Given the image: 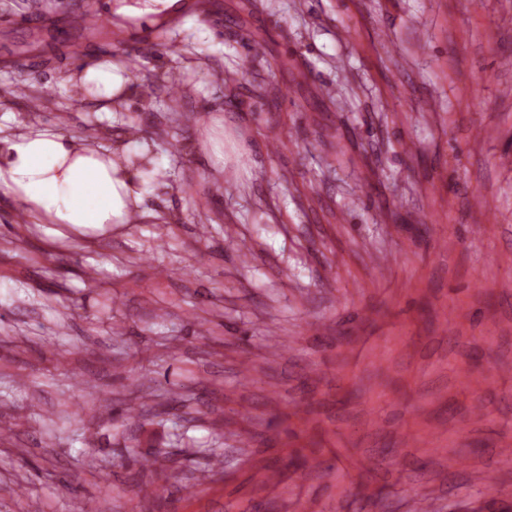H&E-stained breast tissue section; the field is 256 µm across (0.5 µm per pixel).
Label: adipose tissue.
<instances>
[{
  "label": "adipose tissue",
  "instance_id": "obj_1",
  "mask_svg": "<svg viewBox=\"0 0 512 512\" xmlns=\"http://www.w3.org/2000/svg\"><path fill=\"white\" fill-rule=\"evenodd\" d=\"M83 82L94 85L102 112L119 110L130 80L117 64H90ZM138 167L118 153L91 147L49 126L0 136V195L22 202L39 224L75 227L125 223L138 208L145 168L154 164L147 147L137 149Z\"/></svg>",
  "mask_w": 512,
  "mask_h": 512
}]
</instances>
